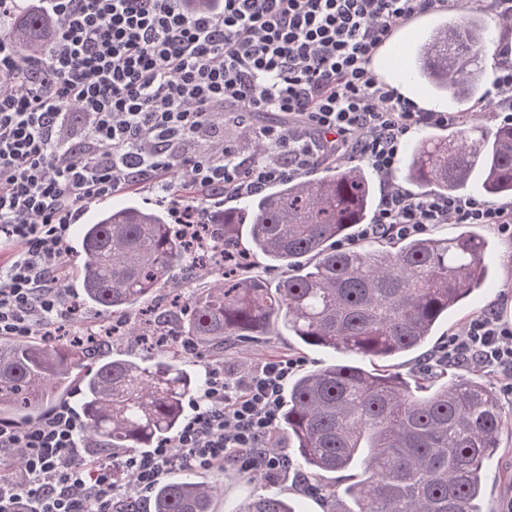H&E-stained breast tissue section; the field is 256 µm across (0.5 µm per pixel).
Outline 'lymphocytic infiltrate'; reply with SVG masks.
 Returning <instances> with one entry per match:
<instances>
[{
	"mask_svg": "<svg viewBox=\"0 0 512 512\" xmlns=\"http://www.w3.org/2000/svg\"><path fill=\"white\" fill-rule=\"evenodd\" d=\"M62 20L39 66L21 69L1 30L20 0H0V338L50 335L72 302L62 272L72 224L88 203L152 183L170 190L185 169L209 202L298 179L321 163L367 164L389 187L359 239L426 235L437 224H491L512 235V203L415 196L392 184L400 145L418 126L459 122L423 112L372 69L376 51L416 16L459 0H40ZM79 122H72V110ZM279 114L275 125L253 118ZM233 119L266 152L240 158L224 139ZM501 371L512 395V325L489 309L452 332L439 366ZM298 362L280 358L241 378L207 374L174 441L127 456L132 485L87 451L85 424L67 404L20 429L0 423V512H116L145 502L163 471L234 466L271 479L288 470L276 443L281 396Z\"/></svg>",
	"mask_w": 512,
	"mask_h": 512,
	"instance_id": "f902f5d3",
	"label": "lymphocytic infiltrate"
}]
</instances>
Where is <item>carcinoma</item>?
<instances>
[{
	"label": "carcinoma",
	"mask_w": 512,
	"mask_h": 512,
	"mask_svg": "<svg viewBox=\"0 0 512 512\" xmlns=\"http://www.w3.org/2000/svg\"><path fill=\"white\" fill-rule=\"evenodd\" d=\"M60 21L20 6L9 38L23 63L43 58ZM492 32L477 16L444 21L416 49L409 76L456 103L483 97L482 53ZM404 176L429 191L512 195V126L439 130L404 159ZM371 173L341 160L327 175L280 180L218 215L221 243L201 249L169 223L167 212L130 200L100 211L80 228L81 264L64 289L99 313L71 335L0 341V421L32 423L77 392L88 441L101 460L114 448H150L181 429L186 403L206 377L185 367L184 345L211 352L269 336L278 326L304 345L339 354L288 384L280 428L299 465L314 480L357 469L347 489L355 508L339 512H482L484 467L512 432L497 390L481 373L448 377L441 369L403 375L393 357L427 346L436 326L478 294L491 276L489 240L479 224H459L453 238H384L377 247L339 250L370 221ZM249 244L238 246L242 226ZM288 268L274 285L245 275L250 258ZM179 268L208 280L186 294L171 284ZM164 288L169 302H153ZM129 309L138 315L129 319ZM147 346L141 361L112 355L73 374L114 326ZM352 356L366 357L365 369ZM217 486L183 469L151 493L153 512H212ZM244 512H301L278 493L254 496Z\"/></svg>",
	"instance_id": "cac0c4a2"
}]
</instances>
